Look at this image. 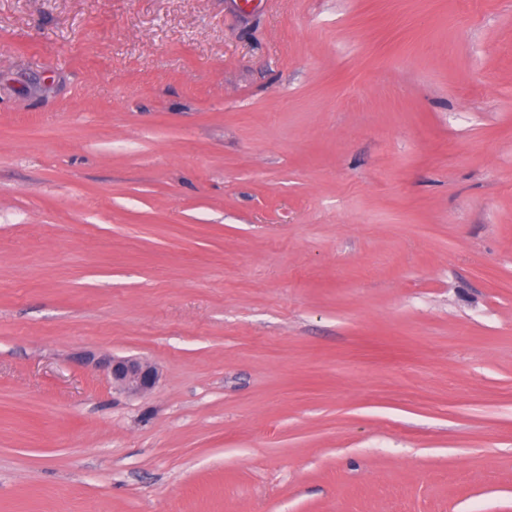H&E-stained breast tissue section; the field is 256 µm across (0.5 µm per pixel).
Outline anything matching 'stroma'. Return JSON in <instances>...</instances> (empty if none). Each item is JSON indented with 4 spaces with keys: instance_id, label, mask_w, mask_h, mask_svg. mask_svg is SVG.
<instances>
[{
    "instance_id": "stroma-1",
    "label": "stroma",
    "mask_w": 512,
    "mask_h": 512,
    "mask_svg": "<svg viewBox=\"0 0 512 512\" xmlns=\"http://www.w3.org/2000/svg\"><path fill=\"white\" fill-rule=\"evenodd\" d=\"M0 512H512V0H0ZM104 369L113 385L130 393L151 390L158 381L157 369L149 362L132 357H112L104 363Z\"/></svg>"
}]
</instances>
